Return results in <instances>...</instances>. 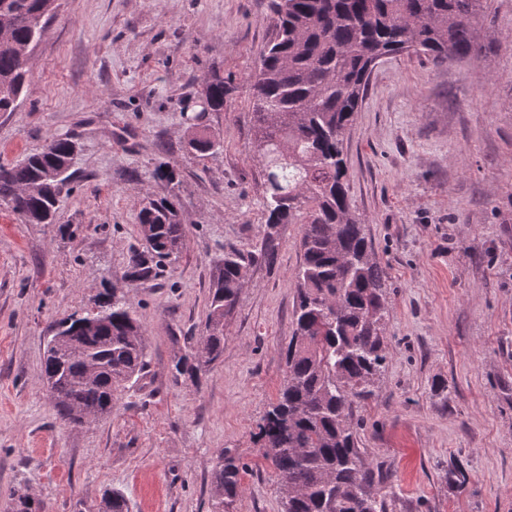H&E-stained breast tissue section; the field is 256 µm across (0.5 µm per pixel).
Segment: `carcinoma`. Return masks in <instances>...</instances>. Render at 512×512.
<instances>
[{"instance_id": "carcinoma-1", "label": "carcinoma", "mask_w": 512, "mask_h": 512, "mask_svg": "<svg viewBox=\"0 0 512 512\" xmlns=\"http://www.w3.org/2000/svg\"><path fill=\"white\" fill-rule=\"evenodd\" d=\"M57 0H0V112H13L30 70L17 55L45 33ZM488 0H270L272 34L252 76L251 152L265 171L260 239L224 248L214 277L205 333L174 360V378L194 377L224 353V319L238 306L247 268L274 263L278 225L301 224L293 334L283 349L285 376L258 424L263 459L276 478L282 512H386L378 479L358 448L352 407L370 396L385 361L382 325L387 273L372 256L365 225L351 205L344 135L366 91L371 63L403 54L437 63L482 57L480 18ZM229 87L204 79V110L224 111ZM206 155L215 135L191 131ZM76 143L54 137L38 152L0 164V203L29 224H51ZM143 248L128 256L129 279L145 283L175 260L185 225L175 202L145 195ZM44 373L56 416L82 425L112 414L121 389L146 365L144 333L118 288L94 307L55 324ZM245 466L220 452L212 473L213 512H235ZM10 512H44L27 493ZM101 512H129L106 491Z\"/></svg>"}]
</instances>
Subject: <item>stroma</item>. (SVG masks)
I'll return each mask as SVG.
<instances>
[{"label":"stroma","mask_w":512,"mask_h":512,"mask_svg":"<svg viewBox=\"0 0 512 512\" xmlns=\"http://www.w3.org/2000/svg\"><path fill=\"white\" fill-rule=\"evenodd\" d=\"M481 26L480 63L380 62L343 143L388 277L386 361L353 408L387 512H512V0H489ZM271 32L268 0H58L17 110L0 112V163L54 135L76 143L56 223L0 205V512L24 491L46 512H98L108 490L129 512H211L225 448L246 466L237 512H281L255 433L284 378L301 225H279L274 263L248 270L223 356L199 379L172 375L185 337L204 330L225 245L256 241L264 223L249 83ZM213 71L231 93L204 114ZM187 113L223 148L191 151ZM163 163L178 188L156 175ZM147 192L175 196L186 237L159 278L133 286ZM112 287L133 303L146 367L111 416L62 423L43 379L47 339Z\"/></svg>","instance_id":"35a3bbf8"}]
</instances>
